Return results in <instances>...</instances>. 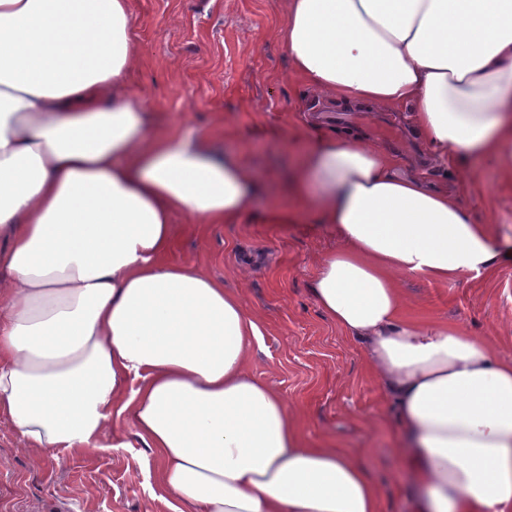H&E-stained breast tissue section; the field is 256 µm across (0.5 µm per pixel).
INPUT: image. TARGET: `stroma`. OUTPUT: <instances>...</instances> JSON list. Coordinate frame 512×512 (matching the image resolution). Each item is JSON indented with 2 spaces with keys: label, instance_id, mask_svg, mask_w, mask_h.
Returning a JSON list of instances; mask_svg holds the SVG:
<instances>
[{
  "label": "stroma",
  "instance_id": "35a3bbf8",
  "mask_svg": "<svg viewBox=\"0 0 512 512\" xmlns=\"http://www.w3.org/2000/svg\"><path fill=\"white\" fill-rule=\"evenodd\" d=\"M140 59L129 81L146 103L151 133L205 129L213 148L247 161L263 177L234 224L189 223L175 216L173 260L197 265L238 294L259 317L263 336L252 371L296 412L314 444L350 449L376 484L382 512H415L412 474L394 452L399 432L391 401L372 378L362 345L338 331L311 295L317 261L339 238L296 208L288 188L313 113L371 142L407 140L430 180L460 199L470 218L500 240L512 237V177L486 158L472 179L426 162L406 109L331 107L316 100L275 36L284 0H130ZM405 315L459 326L512 359V259L487 276L448 284L397 275ZM142 446L33 457L0 420V512H171Z\"/></svg>",
  "mask_w": 512,
  "mask_h": 512
}]
</instances>
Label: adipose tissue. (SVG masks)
Masks as SVG:
<instances>
[{
    "instance_id": "obj_1",
    "label": "adipose tissue",
    "mask_w": 512,
    "mask_h": 512,
    "mask_svg": "<svg viewBox=\"0 0 512 512\" xmlns=\"http://www.w3.org/2000/svg\"><path fill=\"white\" fill-rule=\"evenodd\" d=\"M277 37L317 95L413 114L441 163L512 168V0H285ZM129 0H0V419L33 454L124 448L126 415L173 512H380L348 449L302 436L253 376L238 295L171 260L172 218L228 224L258 182L203 134H153L127 83ZM404 155L309 138L290 186L344 246L311 294L392 402L417 512H512V359L412 322L395 277L445 284L503 256Z\"/></svg>"
}]
</instances>
